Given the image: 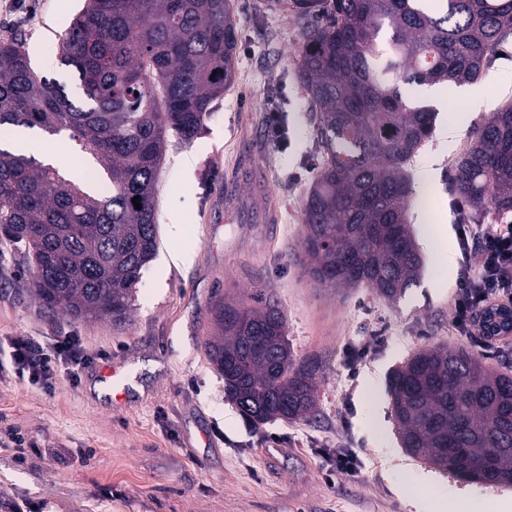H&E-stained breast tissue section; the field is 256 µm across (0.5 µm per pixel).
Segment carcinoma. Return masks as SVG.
<instances>
[{"label": "carcinoma", "instance_id": "cac0c4a2", "mask_svg": "<svg viewBox=\"0 0 512 512\" xmlns=\"http://www.w3.org/2000/svg\"><path fill=\"white\" fill-rule=\"evenodd\" d=\"M295 0L300 83L324 155L303 211V264L336 292L364 286L395 301L421 275L408 223L406 164L437 110L401 86L476 82L512 36V0ZM231 0H85L64 35L69 96L31 66L24 33L0 41V128L66 136L85 174L0 148V234L31 263L33 290L78 320L126 321L156 254L155 186L164 146L193 139L234 80ZM112 195L99 193V184ZM461 222L512 212V105L484 119L455 161ZM140 197L136 208L134 197ZM216 301L207 355L224 393L259 426L316 411L318 368L298 364L278 303ZM512 333V308L481 318ZM389 392L404 448L465 481L512 483V375L469 352L426 349L395 370Z\"/></svg>", "mask_w": 512, "mask_h": 512}]
</instances>
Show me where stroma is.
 <instances>
[{
  "mask_svg": "<svg viewBox=\"0 0 512 512\" xmlns=\"http://www.w3.org/2000/svg\"><path fill=\"white\" fill-rule=\"evenodd\" d=\"M82 5L0 0V41L25 31L35 71L71 95L76 82L60 63L61 36ZM232 8L235 78L195 138L165 145L158 251L129 322L44 313L26 263L0 236V346L69 332L94 359L79 378L58 373L50 394L0 375V512H414V497L462 485L406 452L387 378L428 348L462 347L495 369L512 360V334L460 336L449 305L465 267L448 184L485 114L449 98L407 165L414 184L432 173L409 209L423 258L419 284L393 302L364 287L336 296L299 260L303 205L322 156L297 78V9L293 0H233ZM479 85L493 107L512 102V38ZM453 124L467 134L446 136ZM443 247L454 263L440 256ZM259 295L282 307L296 360L321 367L310 420L251 426L206 359L211 301L250 305ZM115 365L128 384L120 399L102 376ZM18 433L27 448L16 447ZM339 452L354 457L356 475L333 474ZM415 474L428 476V486L414 484Z\"/></svg>",
  "mask_w": 512,
  "mask_h": 512,
  "instance_id": "35a3bbf8",
  "label": "stroma"
}]
</instances>
